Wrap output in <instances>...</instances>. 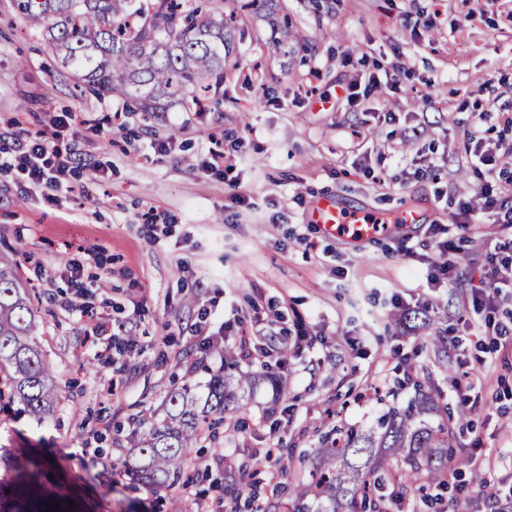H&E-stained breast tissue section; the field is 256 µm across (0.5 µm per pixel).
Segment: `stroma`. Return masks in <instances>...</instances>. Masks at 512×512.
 Instances as JSON below:
<instances>
[{"label":"stroma","mask_w":512,"mask_h":512,"mask_svg":"<svg viewBox=\"0 0 512 512\" xmlns=\"http://www.w3.org/2000/svg\"><path fill=\"white\" fill-rule=\"evenodd\" d=\"M232 35L220 107L174 103L152 118L126 113L113 135L65 133L73 190L54 198L0 170V263L36 297L33 339L59 392L47 424L1 410L0 446L35 453L71 512H231L238 500L266 512L309 479L323 433L368 427L412 398L399 383L409 372L438 392L457 444L388 512H496L493 497L512 490V338L476 329L472 293L485 253H512V228L488 215L465 231L457 213L482 205L468 132L481 122L496 140V114L512 108V0L484 11L476 0H267ZM392 70L395 87L357 106L344 97ZM123 105L80 88L0 0V139ZM217 142L233 171L206 168ZM326 193L425 221L358 244L327 238L308 222ZM438 260L456 268L453 283H429ZM236 316L241 333L224 334ZM244 343L258 352L238 370L270 367L281 394L262 383L241 397L245 429L202 442L177 491L133 480L136 415L170 387L205 386Z\"/></svg>","instance_id":"stroma-1"}]
</instances>
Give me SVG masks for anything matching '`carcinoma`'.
I'll return each instance as SVG.
<instances>
[{
    "label": "carcinoma",
    "instance_id": "obj_1",
    "mask_svg": "<svg viewBox=\"0 0 512 512\" xmlns=\"http://www.w3.org/2000/svg\"><path fill=\"white\" fill-rule=\"evenodd\" d=\"M26 22L41 29L52 54L73 78L99 97H117L131 112H158L161 102L194 99L198 90L224 86V0H14ZM29 294L13 270L0 268V404L43 424L54 416L53 369L31 342ZM406 405H391L368 429L350 427L326 435L316 449L315 481H297L289 512H386L434 463L448 458L450 435L437 394L419 381ZM257 376L218 370L205 397L184 384L166 390L169 405L132 442L138 480L171 488L185 475L203 435L215 440L236 418L239 396ZM9 478L0 479V512H46L52 491L40 462L24 453L0 454Z\"/></svg>",
    "mask_w": 512,
    "mask_h": 512
}]
</instances>
